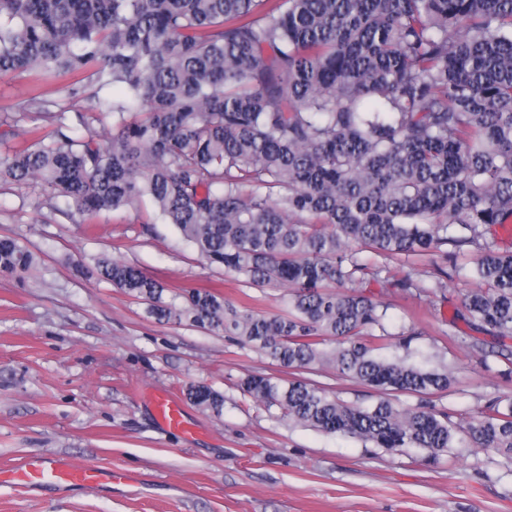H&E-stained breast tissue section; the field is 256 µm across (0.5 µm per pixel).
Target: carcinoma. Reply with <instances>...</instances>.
Wrapping results in <instances>:
<instances>
[{
	"instance_id": "1",
	"label": "carcinoma",
	"mask_w": 512,
	"mask_h": 512,
	"mask_svg": "<svg viewBox=\"0 0 512 512\" xmlns=\"http://www.w3.org/2000/svg\"><path fill=\"white\" fill-rule=\"evenodd\" d=\"M70 76L89 112L33 94L0 115L51 118V135L0 157V182L32 185L77 213L153 206L209 266L245 287L287 288L275 313L210 289L176 305L139 267L102 253L76 272L137 297L161 323L232 337L288 371L253 373L255 403L372 448L437 458L472 446L512 462V397L465 423L429 401L446 371L375 355L386 311L369 290L378 259L439 256L474 244L463 308L512 338V0H0V75ZM112 88L122 94L101 97ZM115 118L104 140L94 122ZM36 256L0 237V272ZM481 363L512 349L455 337ZM316 364L379 394L362 407L302 373ZM401 395L420 398L397 405ZM193 404L224 394L195 383Z\"/></svg>"
}]
</instances>
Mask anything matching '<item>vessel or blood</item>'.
Listing matches in <instances>:
<instances>
[{
  "mask_svg": "<svg viewBox=\"0 0 512 512\" xmlns=\"http://www.w3.org/2000/svg\"><path fill=\"white\" fill-rule=\"evenodd\" d=\"M155 412L163 425L171 429L180 428L183 414L178 402L168 396L155 402ZM9 482L29 488L55 485L98 486L105 482L124 480L122 472L98 468L92 465L74 467L68 463L51 460L43 456H32L18 468L7 473Z\"/></svg>",
  "mask_w": 512,
  "mask_h": 512,
  "instance_id": "b4317fda",
  "label": "vessel or blood"
}]
</instances>
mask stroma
<instances>
[{"mask_svg": "<svg viewBox=\"0 0 512 512\" xmlns=\"http://www.w3.org/2000/svg\"><path fill=\"white\" fill-rule=\"evenodd\" d=\"M151 217L147 206L74 215L40 203L31 187L0 186V236L19 239L38 261L25 274L0 273V470L45 455L129 475L92 488L0 482V512H512L502 457L465 448L452 463L298 425L237 387L250 373L281 376L270 359L221 333L157 322L144 302L75 273L76 263L106 253L163 281L169 300L212 288L241 308L282 307L285 289L239 286ZM476 256L472 246L458 251L463 273L450 279L432 257L393 260L391 278L412 274L415 290L373 289L387 308L383 356L452 371L455 384L432 402L458 422L512 395L497 359L480 364L452 342L476 334L462 308L476 286L465 274ZM306 377L347 402L377 399L328 367ZM198 382L223 393L222 414L186 399ZM158 395L181 405L187 432L158 421Z\"/></svg>", "mask_w": 512, "mask_h": 512, "instance_id": "stroma-1", "label": "stroma"}]
</instances>
